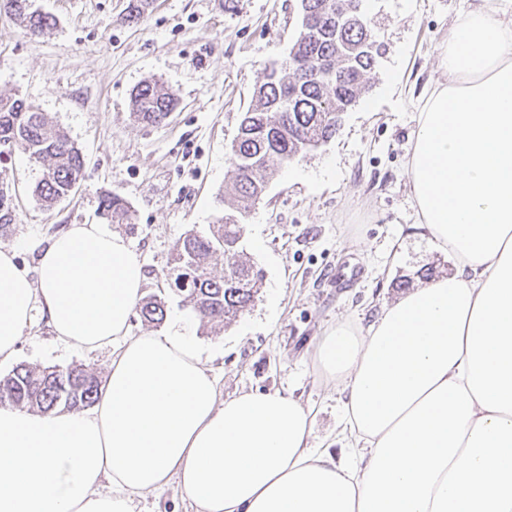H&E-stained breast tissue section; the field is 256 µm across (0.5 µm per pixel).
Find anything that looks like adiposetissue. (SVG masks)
Instances as JSON below:
<instances>
[{
	"instance_id": "1",
	"label": "adipose tissue",
	"mask_w": 512,
	"mask_h": 512,
	"mask_svg": "<svg viewBox=\"0 0 512 512\" xmlns=\"http://www.w3.org/2000/svg\"><path fill=\"white\" fill-rule=\"evenodd\" d=\"M438 68L407 176L457 266L319 340L351 462L310 447L293 396L223 398L181 327L129 335L141 262L123 236L73 224L32 271L0 248V365L38 312L63 343L117 351L93 409L0 406V512H133L172 481L195 512H512V0H467Z\"/></svg>"
}]
</instances>
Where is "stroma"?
Returning a JSON list of instances; mask_svg holds the SVG:
<instances>
[{"mask_svg": "<svg viewBox=\"0 0 512 512\" xmlns=\"http://www.w3.org/2000/svg\"><path fill=\"white\" fill-rule=\"evenodd\" d=\"M132 0H32L55 27L25 33L0 2V94L18 95L62 128L85 157L74 192L46 208L32 190L42 166L20 151L0 156V187L17 220L0 246L35 267L41 249L72 224L122 235L143 264L144 295L166 302L154 325L131 315L133 336L166 332L184 317L223 396L280 390L313 406L310 445L344 456L343 402L320 375L314 349L337 320L368 325L402 284L452 273L449 253L416 225L406 176L418 103L441 79L438 54L462 0H373L382 55L369 90L335 136L277 169L245 220L242 247L261 279L253 306L221 327L205 323L164 280L176 241L207 232L234 172L230 147L265 66L287 57L299 0H151L124 23ZM161 80L178 105L157 126L134 121L130 94ZM132 207L115 224L98 213L102 194ZM112 348L57 342L35 318L16 364L79 365L105 379Z\"/></svg>", "mask_w": 512, "mask_h": 512, "instance_id": "35a3bbf8", "label": "stroma"}]
</instances>
